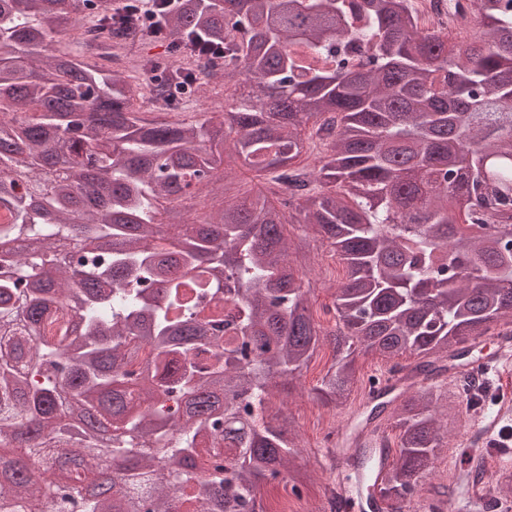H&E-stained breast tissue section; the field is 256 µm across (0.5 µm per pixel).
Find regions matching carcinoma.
Wrapping results in <instances>:
<instances>
[{"mask_svg":"<svg viewBox=\"0 0 512 512\" xmlns=\"http://www.w3.org/2000/svg\"><path fill=\"white\" fill-rule=\"evenodd\" d=\"M112 2L0 0V461L22 467L0 512H42L46 492L75 512H268L261 487L309 482L275 388L326 342L322 402L348 400L359 350L413 389L385 474L389 437L352 456L402 512L471 399L441 411L432 381L512 324V193L484 175L491 156L512 181V0H446L448 19L480 20L454 40L411 0H179L157 11L163 65L126 54L144 25L110 41ZM187 82L236 98L210 118L142 112L145 90ZM315 137L311 173L296 162ZM57 166L70 176L47 178ZM230 171L288 197L242 196ZM218 194L203 222L175 210ZM296 224L344 263L330 329ZM63 405L96 425L57 423ZM35 454L52 469L31 481Z\"/></svg>","mask_w":512,"mask_h":512,"instance_id":"carcinoma-1","label":"carcinoma"}]
</instances>
